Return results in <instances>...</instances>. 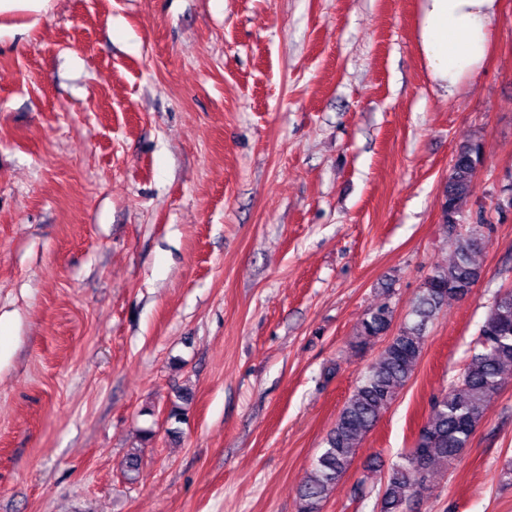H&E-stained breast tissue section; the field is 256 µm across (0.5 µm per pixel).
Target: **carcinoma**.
Masks as SVG:
<instances>
[{
    "mask_svg": "<svg viewBox=\"0 0 512 512\" xmlns=\"http://www.w3.org/2000/svg\"><path fill=\"white\" fill-rule=\"evenodd\" d=\"M482 145L476 136L461 142L453 158L443 191L441 221L456 236L453 255L437 265L423 283L412 310L413 320L390 333L393 308L384 300L370 308L356 329V346L365 349L381 336H390L367 376L355 388L339 413L326 447L311 466L297 491V512H322L329 489L348 470L363 438L390 407L405 385L422 353L425 332L448 298L466 296L479 278L474 256L482 238L472 229L457 232L462 205L476 190L475 177L482 165ZM512 369V291L497 295L478 330L476 347L458 381L431 403L429 417L416 435L413 448L393 464L378 494V512H409L412 500L430 489L434 465L458 458L498 394L505 373ZM124 475L140 477V455L127 454Z\"/></svg>",
    "mask_w": 512,
    "mask_h": 512,
    "instance_id": "carcinoma-1",
    "label": "carcinoma"
}]
</instances>
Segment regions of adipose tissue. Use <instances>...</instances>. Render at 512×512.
<instances>
[{"label":"adipose tissue","instance_id":"adipose-tissue-1","mask_svg":"<svg viewBox=\"0 0 512 512\" xmlns=\"http://www.w3.org/2000/svg\"><path fill=\"white\" fill-rule=\"evenodd\" d=\"M498 12L499 0H422L420 50L433 79L448 91L482 68Z\"/></svg>","mask_w":512,"mask_h":512}]
</instances>
